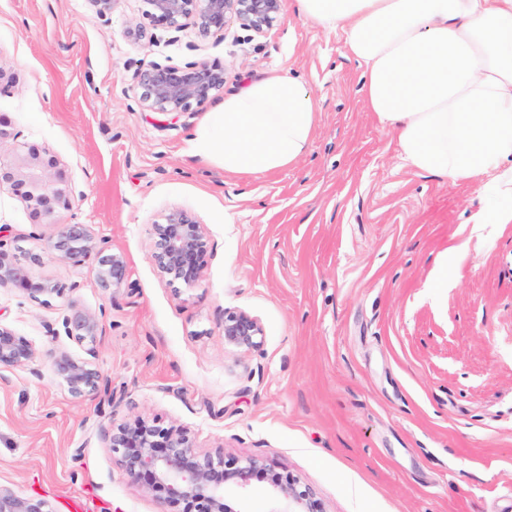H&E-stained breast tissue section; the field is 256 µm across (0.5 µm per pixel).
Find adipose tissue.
Segmentation results:
<instances>
[{
    "mask_svg": "<svg viewBox=\"0 0 512 512\" xmlns=\"http://www.w3.org/2000/svg\"><path fill=\"white\" fill-rule=\"evenodd\" d=\"M297 14L341 32L362 70L369 112L410 168L475 180L491 199L482 224H512V0H294ZM310 90L278 69L225 96L189 157L263 175L308 149Z\"/></svg>",
    "mask_w": 512,
    "mask_h": 512,
    "instance_id": "ef3b65f1",
    "label": "adipose tissue"
}]
</instances>
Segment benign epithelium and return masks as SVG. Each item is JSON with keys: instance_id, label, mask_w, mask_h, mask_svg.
Here are the masks:
<instances>
[{"instance_id": "benign-epithelium-1", "label": "benign epithelium", "mask_w": 512, "mask_h": 512, "mask_svg": "<svg viewBox=\"0 0 512 512\" xmlns=\"http://www.w3.org/2000/svg\"><path fill=\"white\" fill-rule=\"evenodd\" d=\"M282 0H143V15L156 26L179 30L193 26L199 36L226 30L235 21L245 30L263 34L281 15ZM226 69L218 62L185 66L153 63L135 73L139 99L152 112H186L224 90ZM7 187L26 203L30 223L50 229L43 249L59 260L81 265L91 262L103 288L125 285L127 260L106 249L89 225L64 224L61 214L72 208L75 191L66 170L46 148L25 143L11 157H0V188ZM208 233L184 208L165 213L152 228L151 258L171 284L194 288L201 282L208 253ZM16 288L32 300L61 297L63 289L32 276L0 243V288ZM64 334L87 344L86 356L53 354L56 377L75 397L95 394L103 384L92 344L100 317L69 303L62 318ZM224 344L249 351L260 346V322L245 311L227 308L222 325ZM35 347L13 328L0 323V368H23L35 358ZM107 447L133 483L160 506L181 512H252L249 496L254 482L265 483L264 512H327L309 485L290 475L269 473L256 458L227 459L224 451L200 452L190 432L175 422L132 415L112 422L105 432ZM0 512H53L40 498L21 496L0 485Z\"/></svg>"}]
</instances>
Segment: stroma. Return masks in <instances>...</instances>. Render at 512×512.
Returning <instances> with one entry per match:
<instances>
[{
    "label": "stroma",
    "instance_id": "35a3bbf8",
    "mask_svg": "<svg viewBox=\"0 0 512 512\" xmlns=\"http://www.w3.org/2000/svg\"><path fill=\"white\" fill-rule=\"evenodd\" d=\"M141 0L99 16L89 0H0V113L18 140L48 148L77 193L62 220L123 253L126 285L101 288L90 264L42 254L36 276L64 298L0 288V322L36 348L0 369V485L69 512H159L131 483L104 432L128 414L190 429L201 451L258 458L310 485L327 512H500L512 493V224H479L474 181L415 172L367 111L360 69L327 33L283 9L257 35L233 25L200 38L148 26ZM216 61V102L274 67L308 84L317 127L306 153L268 175L188 156L209 105L145 109L138 69ZM182 207L205 224L204 277L184 289L151 259L152 224ZM45 229L0 190V244L27 262ZM100 313L105 379L77 398L53 353L67 303ZM228 308L264 330L224 343Z\"/></svg>",
    "mask_w": 512,
    "mask_h": 512
}]
</instances>
